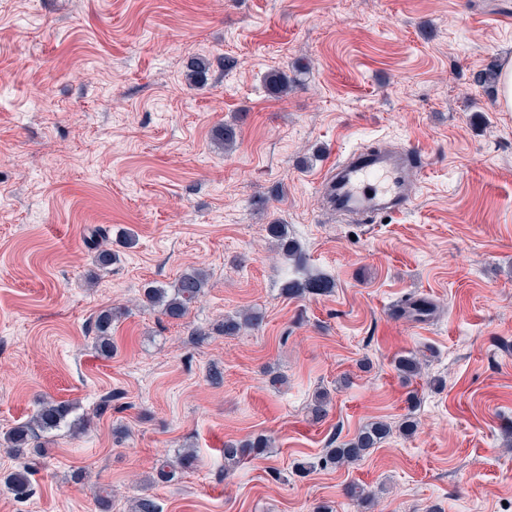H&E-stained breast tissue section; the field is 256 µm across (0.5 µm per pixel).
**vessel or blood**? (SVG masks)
Segmentation results:
<instances>
[{
    "mask_svg": "<svg viewBox=\"0 0 512 512\" xmlns=\"http://www.w3.org/2000/svg\"><path fill=\"white\" fill-rule=\"evenodd\" d=\"M420 169V155L414 148L371 147L351 152L322 185L331 209L365 220L407 210L410 183Z\"/></svg>",
    "mask_w": 512,
    "mask_h": 512,
    "instance_id": "1",
    "label": "vessel or blood"
}]
</instances>
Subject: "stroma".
I'll list each match as a JSON object with an SVG mask.
<instances>
[{
  "instance_id": "obj_1",
  "label": "stroma",
  "mask_w": 512,
  "mask_h": 512,
  "mask_svg": "<svg viewBox=\"0 0 512 512\" xmlns=\"http://www.w3.org/2000/svg\"><path fill=\"white\" fill-rule=\"evenodd\" d=\"M509 60L512 0H0V437L42 398L90 419L48 436L24 502L0 446V512H129L143 494L160 512H512V112L476 81ZM275 71L297 77L288 94ZM406 146L424 161L406 211L324 213L339 156ZM96 228L118 255L104 271ZM191 268L209 281L184 319L142 304ZM303 274L332 291L286 297ZM414 297L426 322L399 312ZM110 307L106 358L87 325ZM246 309L259 328L220 332ZM378 419L380 447L322 467ZM260 434L271 453L225 471V442ZM185 448L195 465L159 481Z\"/></svg>"
}]
</instances>
